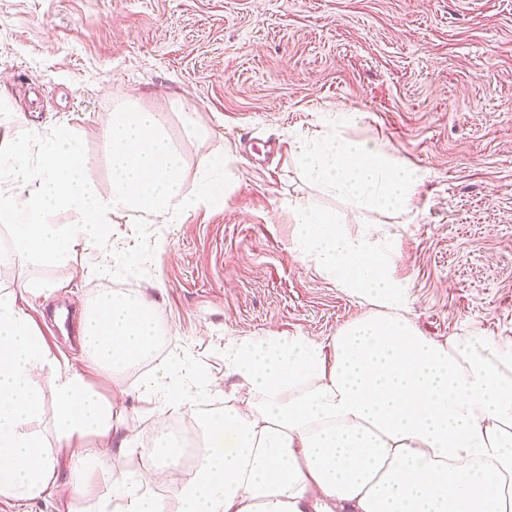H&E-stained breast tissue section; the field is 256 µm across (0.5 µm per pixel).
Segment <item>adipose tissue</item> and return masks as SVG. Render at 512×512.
<instances>
[{"label":"adipose tissue","mask_w":512,"mask_h":512,"mask_svg":"<svg viewBox=\"0 0 512 512\" xmlns=\"http://www.w3.org/2000/svg\"><path fill=\"white\" fill-rule=\"evenodd\" d=\"M355 119L339 114L328 131L294 139L306 175L354 208L411 211L421 172L343 137ZM288 210L304 256L374 312L324 345L231 343L224 359L238 393L202 420L201 455L170 502L109 468L77 471L76 492L94 480L111 486L95 512H512V342L424 336L388 274V237L345 235L309 201ZM158 337L154 304L138 293L102 294L81 321L82 352L115 375L152 356ZM192 386L205 391L206 375L164 360L142 379L141 398L154 413L174 412ZM121 424L111 398L84 370L60 369L14 294L0 291V498L51 501L72 449Z\"/></svg>","instance_id":"adipose-tissue-1"}]
</instances>
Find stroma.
<instances>
[{
  "label": "stroma",
  "instance_id": "stroma-1",
  "mask_svg": "<svg viewBox=\"0 0 512 512\" xmlns=\"http://www.w3.org/2000/svg\"><path fill=\"white\" fill-rule=\"evenodd\" d=\"M0 90L13 101L15 133L61 125L78 134L102 187L107 130L124 102L158 114L183 157L185 191L211 156L234 151L225 204L152 225L148 274L125 283L154 302L170 338L164 358L209 378L198 404L175 414L186 426L223 410L234 392L229 341L324 344L372 310L303 257L288 212L297 199L335 213L345 234L390 232L389 272L407 285L408 316L424 335L512 341V0H0ZM182 103L207 136L186 132ZM339 112L363 115L344 137L382 145L424 174L411 213H358L305 178L293 139ZM135 240L131 218L117 213L109 249L86 242L66 265L0 269V290L19 293L59 364L81 366L83 354L76 334L48 338V321L62 307L78 317L112 291L115 279L94 269ZM32 279L62 289L24 298ZM89 381L114 398L135 443L97 466L141 479L152 462L146 444L173 432L139 400L138 373L94 370ZM107 491L76 496L66 469L54 501L0 498V512H56L60 503L86 512Z\"/></svg>",
  "mask_w": 512,
  "mask_h": 512
}]
</instances>
